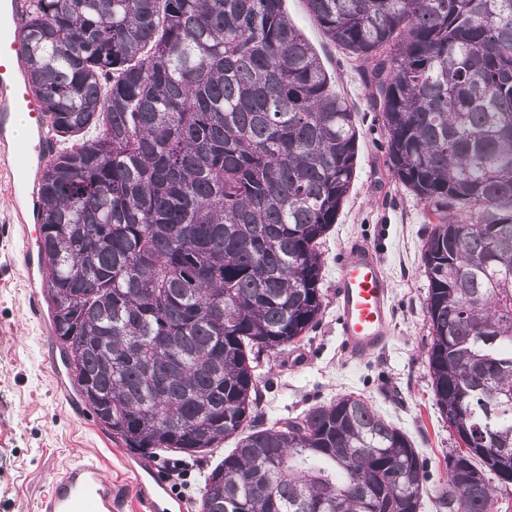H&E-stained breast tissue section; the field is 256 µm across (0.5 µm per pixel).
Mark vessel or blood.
<instances>
[{
    "instance_id": "b4317fda",
    "label": "vessel or blood",
    "mask_w": 512,
    "mask_h": 512,
    "mask_svg": "<svg viewBox=\"0 0 512 512\" xmlns=\"http://www.w3.org/2000/svg\"><path fill=\"white\" fill-rule=\"evenodd\" d=\"M11 21L0 26V178L6 181L14 200L15 215L0 226V234L21 229L25 244L13 263L27 280H34L38 260L29 243L30 226L36 220L38 195L30 176L55 145L45 135L47 124L39 103L21 77L18 66L19 32L26 0H10ZM30 127L28 137L14 134L17 115ZM336 305L346 357L366 359L385 349L393 333L392 291L377 252L357 241L343 252L338 263ZM138 501L143 512H170L164 484L153 470L131 465ZM123 496L117 484L104 478L101 465L90 459L68 466L52 477L42 495L38 512H122Z\"/></svg>"
}]
</instances>
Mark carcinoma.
Returning a JSON list of instances; mask_svg holds the SVG:
<instances>
[{
    "instance_id": "cac0c4a2",
    "label": "carcinoma",
    "mask_w": 512,
    "mask_h": 512,
    "mask_svg": "<svg viewBox=\"0 0 512 512\" xmlns=\"http://www.w3.org/2000/svg\"><path fill=\"white\" fill-rule=\"evenodd\" d=\"M285 0H29L23 72L50 326L128 451L202 458L200 512H421L409 436L343 394L260 418L255 362L326 304L320 245L357 174L348 100ZM359 62L383 163L423 204L427 367L453 433L436 512L512 484V0H304ZM94 135L86 136L89 130Z\"/></svg>"
}]
</instances>
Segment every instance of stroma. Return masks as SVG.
<instances>
[{
	"label": "stroma",
	"mask_w": 512,
	"mask_h": 512,
	"mask_svg": "<svg viewBox=\"0 0 512 512\" xmlns=\"http://www.w3.org/2000/svg\"><path fill=\"white\" fill-rule=\"evenodd\" d=\"M285 8L335 74L337 89L354 108L360 137L357 179L322 245L325 313L301 342L262 356L255 369L265 385L264 422L295 417L343 393L361 394L408 434L436 481L446 476L454 440L434 404L425 358L430 336L421 262L428 231L423 205L382 166L384 133L363 97L356 63L325 41L303 0H285ZM358 240L380 254L393 315L388 347L361 362L344 355L336 308L338 262ZM21 246L18 238L0 239V512H38L51 477L80 459L99 461L107 477L124 485L125 512H137L133 476L125 467L132 453L112 443L91 412L75 414L57 393L48 362L55 346L49 319L32 312L26 280L7 264Z\"/></svg>",
	"instance_id": "35a3bbf8"
}]
</instances>
